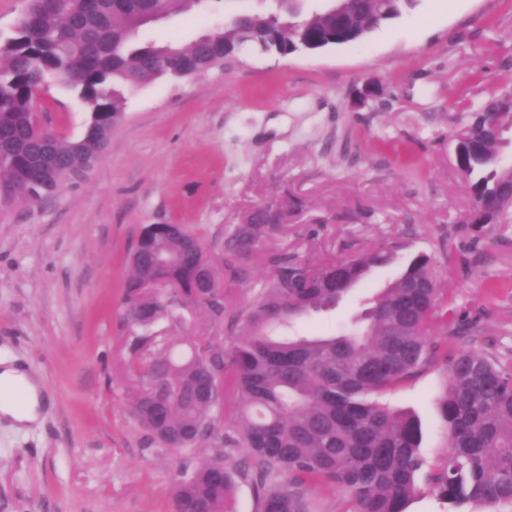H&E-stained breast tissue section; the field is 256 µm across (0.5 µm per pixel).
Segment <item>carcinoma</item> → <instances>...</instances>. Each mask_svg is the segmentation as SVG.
<instances>
[{
  "instance_id": "cac0c4a2",
  "label": "carcinoma",
  "mask_w": 512,
  "mask_h": 512,
  "mask_svg": "<svg viewBox=\"0 0 512 512\" xmlns=\"http://www.w3.org/2000/svg\"><path fill=\"white\" fill-rule=\"evenodd\" d=\"M417 0H346L308 11L300 0L236 15L184 46L157 45L142 28L191 13L196 0H29L13 33L0 38V204H36L84 177L104 153L122 115L125 90L162 77L185 78L223 64L245 42L287 55L354 44L414 7ZM54 85L88 109L81 134L54 133L36 112L41 88ZM512 130V92H493L454 134L465 152L459 171L473 206L468 224H512V165L502 159ZM281 212L262 209L249 224L224 235L211 250L178 228L162 263L142 249L125 284L132 383L129 410L150 444L171 452L236 448L241 458H205L173 495V512H229L237 482L249 483L258 512H310L312 485L339 489L347 512H406L418 480L452 506L512 505V370L472 345L475 325L457 318L437 283L432 259L418 253L377 292L351 325L328 335H284L313 313L337 305L374 268L397 263L399 246L383 244L307 269L296 255L272 251L270 276L259 298L228 312L221 300L205 309L211 328L237 337L223 345L198 333L187 352L153 327L176 326L182 312L201 307L200 267L214 274L253 277L251 256L263 229ZM167 284L136 315L140 285ZM454 326L438 353L437 323ZM442 361L446 382L438 405L448 456L428 465L419 419L374 399ZM237 400L230 433L216 434L224 402Z\"/></svg>"
}]
</instances>
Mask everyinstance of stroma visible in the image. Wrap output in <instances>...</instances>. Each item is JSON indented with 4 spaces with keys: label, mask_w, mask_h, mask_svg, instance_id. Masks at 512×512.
<instances>
[{
    "label": "stroma",
    "mask_w": 512,
    "mask_h": 512,
    "mask_svg": "<svg viewBox=\"0 0 512 512\" xmlns=\"http://www.w3.org/2000/svg\"><path fill=\"white\" fill-rule=\"evenodd\" d=\"M262 0H218L143 29L188 43ZM376 99H361L365 86ZM512 90V0H418L363 42L286 56L245 52L205 73L126 93L124 116L86 176L40 204L0 207V364L43 384L38 424L0 417V512H172L177 473L207 454L150 445L126 404L123 290L144 225L183 224L210 247L249 212L280 206L254 277L225 284L224 303L254 301L265 256L317 264L383 242L400 260L428 254L450 285L474 344L512 366V225L463 223L471 207L451 132L495 90ZM53 129L79 136L89 117L71 94L39 98ZM481 254L469 265L473 238ZM395 274L374 269L335 309L295 326L347 325ZM434 365L379 402L416 414L430 465L448 450Z\"/></svg>",
    "instance_id": "obj_1"
}]
</instances>
